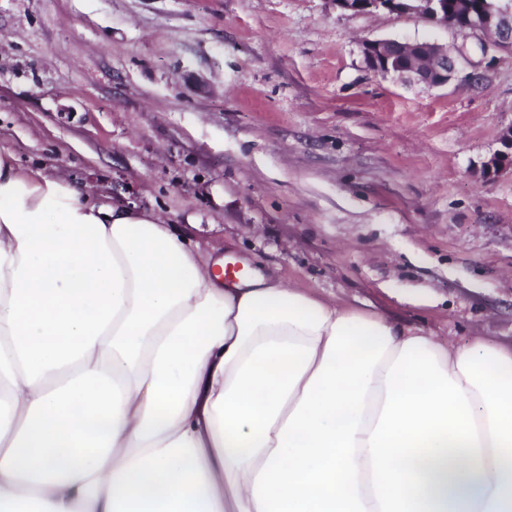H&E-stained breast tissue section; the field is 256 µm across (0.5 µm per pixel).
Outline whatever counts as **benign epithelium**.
I'll return each mask as SVG.
<instances>
[{
	"label": "benign epithelium",
	"instance_id": "7a95c632",
	"mask_svg": "<svg viewBox=\"0 0 512 512\" xmlns=\"http://www.w3.org/2000/svg\"><path fill=\"white\" fill-rule=\"evenodd\" d=\"M336 6L343 10L368 13L387 10L395 14L418 13L431 20L448 24L440 16V0H335ZM494 39L480 45L483 56L494 50L512 49V10L500 9L488 19ZM362 54L366 65L383 75L409 77L426 86H445L457 77L462 62L470 61L469 55L462 50L457 56L448 55V51L438 45L419 42H402L395 39L368 40L362 45Z\"/></svg>",
	"mask_w": 512,
	"mask_h": 512
}]
</instances>
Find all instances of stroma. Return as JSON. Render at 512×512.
Returning <instances> with one entry per match:
<instances>
[{
    "label": "stroma",
    "instance_id": "35a3bbf8",
    "mask_svg": "<svg viewBox=\"0 0 512 512\" xmlns=\"http://www.w3.org/2000/svg\"><path fill=\"white\" fill-rule=\"evenodd\" d=\"M483 34L333 0H0V147L238 268L438 341L512 345V53L472 86L368 39ZM366 65L383 75L409 77L426 86H445L461 70L462 60L471 63L462 50L457 57L438 44L402 42L395 39L368 40L362 45Z\"/></svg>",
    "mask_w": 512,
    "mask_h": 512
}]
</instances>
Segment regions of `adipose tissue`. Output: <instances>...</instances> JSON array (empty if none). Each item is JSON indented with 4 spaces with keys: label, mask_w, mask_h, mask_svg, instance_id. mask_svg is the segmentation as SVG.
<instances>
[{
    "label": "adipose tissue",
    "mask_w": 512,
    "mask_h": 512,
    "mask_svg": "<svg viewBox=\"0 0 512 512\" xmlns=\"http://www.w3.org/2000/svg\"><path fill=\"white\" fill-rule=\"evenodd\" d=\"M0 512H512V348L225 278L0 150Z\"/></svg>",
    "instance_id": "1"
}]
</instances>
